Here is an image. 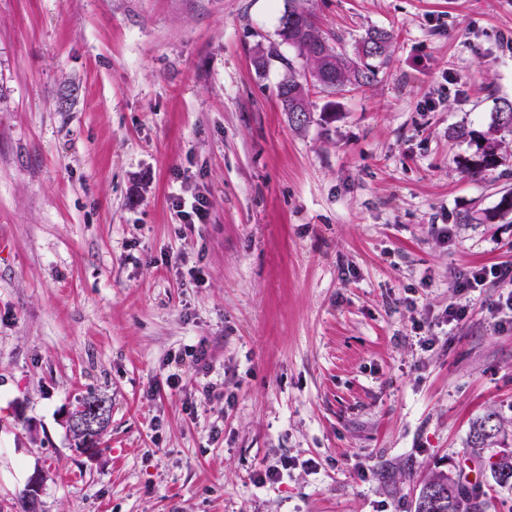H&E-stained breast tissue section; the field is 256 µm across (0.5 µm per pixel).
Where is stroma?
I'll list each match as a JSON object with an SVG mask.
<instances>
[{
    "instance_id": "35a3bbf8",
    "label": "stroma",
    "mask_w": 512,
    "mask_h": 512,
    "mask_svg": "<svg viewBox=\"0 0 512 512\" xmlns=\"http://www.w3.org/2000/svg\"><path fill=\"white\" fill-rule=\"evenodd\" d=\"M297 7L352 61L392 35L303 127L276 95ZM510 36L512 0H0V512L36 473L41 512H413L440 471L512 512L506 285L456 286L512 264V214L483 221ZM90 392L93 455L65 427ZM489 276L501 281L509 280L512 283V265L473 269L463 276L462 280L458 282L457 288H476L482 285ZM111 405L100 396H94L84 402H77L70 408L67 425L75 448L84 453H93L97 448L84 444V439L101 434L108 423ZM497 431V416L495 413L489 412L474 423L471 431V442L474 447H479L481 444H484L487 440L494 437Z\"/></svg>"
}]
</instances>
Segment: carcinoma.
Returning <instances> with one entry per match:
<instances>
[{"instance_id":"1","label":"carcinoma","mask_w":512,"mask_h":512,"mask_svg":"<svg viewBox=\"0 0 512 512\" xmlns=\"http://www.w3.org/2000/svg\"><path fill=\"white\" fill-rule=\"evenodd\" d=\"M279 33L285 42L299 52L305 66L298 75L289 71L278 85L277 95L283 97V107L290 108L299 101L309 112L313 111L309 86L333 92L353 79L369 80L374 73L371 61L385 56L389 44L386 31L374 29L367 32L358 48L362 66L353 69L322 36L311 14L302 8L290 9L280 17ZM494 125L512 133V101L502 100L495 113ZM511 213L512 193L508 192L502 196L495 210L484 214L483 221L493 223ZM497 431V416L489 412L474 423L471 442L479 446L494 437ZM490 469L499 483H508L512 480V456L501 457L490 464ZM427 481L434 484L443 481L449 484L450 491L436 507L429 506L425 491H420L414 503V512H484L485 502L480 500L476 489L461 485L443 473L432 474Z\"/></svg>"}]
</instances>
